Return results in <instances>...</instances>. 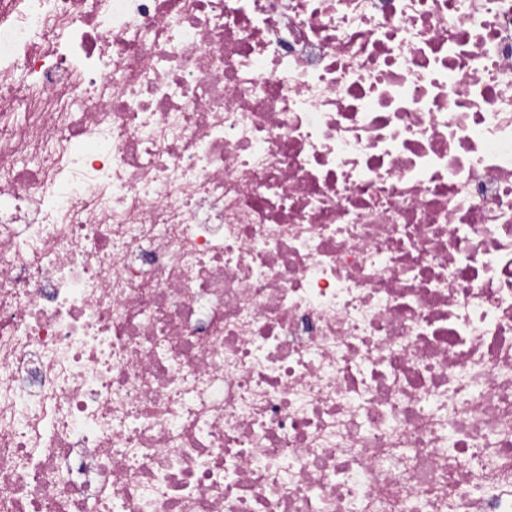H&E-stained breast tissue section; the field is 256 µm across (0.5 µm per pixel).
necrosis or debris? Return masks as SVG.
Wrapping results in <instances>:
<instances>
[{"label":"necrosis or debris","mask_w":512,"mask_h":512,"mask_svg":"<svg viewBox=\"0 0 512 512\" xmlns=\"http://www.w3.org/2000/svg\"><path fill=\"white\" fill-rule=\"evenodd\" d=\"M0 512H512V0H0Z\"/></svg>","instance_id":"obj_1"}]
</instances>
